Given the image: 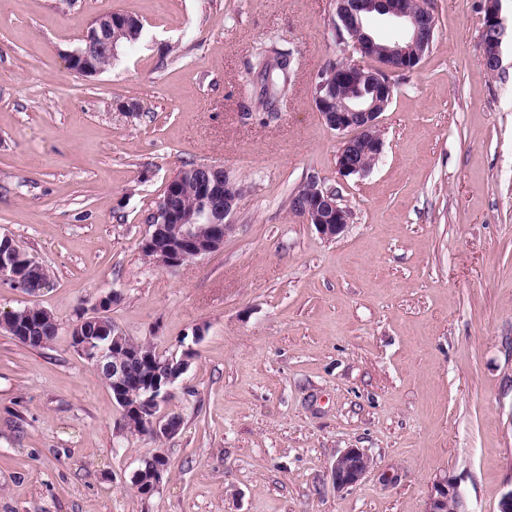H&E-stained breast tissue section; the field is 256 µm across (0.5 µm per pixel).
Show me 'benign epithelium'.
<instances>
[{"mask_svg":"<svg viewBox=\"0 0 512 512\" xmlns=\"http://www.w3.org/2000/svg\"><path fill=\"white\" fill-rule=\"evenodd\" d=\"M336 21L333 28L336 41L351 43L360 58H339L336 68L316 84L314 103L324 123L345 138L336 155V167L344 176L362 175L379 158L383 149L379 117L393 97L390 74L412 72L419 60L430 50L436 29L435 15L429 0H335ZM378 14L399 21L404 38L392 45L384 44L366 28L369 16ZM126 14L110 10L96 17L74 50L65 55L67 68L84 76L101 72L98 60L102 56L115 58L119 49L112 37V27L120 25ZM506 27L500 14V0H488L482 32L491 38L483 43L485 64L501 68L500 48ZM369 59L377 66L366 64ZM196 185L203 205L175 207L171 200L178 196L184 173L177 171L168 181L165 197L147 216L150 232L142 242V250L160 267L174 269L185 262L209 255L224 246V238L233 225L226 218L234 214L240 189L229 174H224V207L216 206L219 185L214 174L222 168L211 164L197 166ZM340 197L332 195L315 180H309L296 194L291 211L315 226L326 238L340 235L349 223L348 210L339 206ZM39 275L36 258L22 255L16 242L7 234L0 235V281L22 288L30 287ZM119 300L112 292L99 297L94 304L96 313L81 315L68 330L75 352L94 368L111 377L112 400L120 411L117 430L126 432L131 418L138 419L147 434L168 438L180 429L181 423L169 415L160 414L161 406L171 398L178 379L188 371L195 352L191 348L164 360L149 353L129 349L124 332L117 325L107 332L104 341L84 333L88 324L102 321L103 313ZM0 328L28 344L42 342L40 328L30 321L24 323L8 315L0 319ZM166 454L155 452L153 463L137 469L134 480L146 494L159 488L167 468ZM373 459L362 448H348L336 457L331 468L333 483L338 489L356 485L371 469ZM425 512H468L456 487L440 478L433 486Z\"/></svg>","mask_w":512,"mask_h":512,"instance_id":"benign-epithelium-1","label":"benign epithelium"}]
</instances>
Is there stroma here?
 Here are the masks:
<instances>
[{
	"instance_id": "35a3bbf8",
	"label": "stroma",
	"mask_w": 512,
	"mask_h": 512,
	"mask_svg": "<svg viewBox=\"0 0 512 512\" xmlns=\"http://www.w3.org/2000/svg\"><path fill=\"white\" fill-rule=\"evenodd\" d=\"M486 0H430L417 69L393 73L374 167L342 177L343 137L312 85L346 56L333 0H0V234L50 274L0 282V316L60 324L49 347L0 331V512H424L449 477L468 512L512 487V0L502 68L486 71ZM137 18L103 72L67 69L91 21ZM279 40L294 57L278 112H249L247 68ZM139 104V113L126 103ZM242 188L219 251L168 270L141 244L187 164ZM337 190L345 231L292 214L308 179ZM109 315L160 351L196 356L165 406L172 437L116 436L120 413L69 325ZM165 448L160 488L132 485ZM347 448L374 464L354 487ZM373 459L362 448H347L336 457L331 468L333 483L338 489L355 486L371 469Z\"/></svg>"
}]
</instances>
